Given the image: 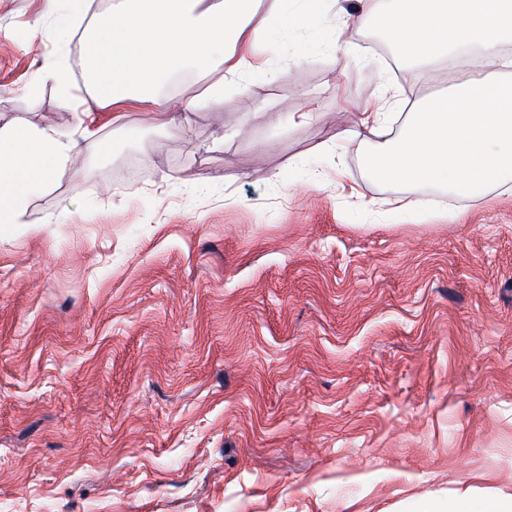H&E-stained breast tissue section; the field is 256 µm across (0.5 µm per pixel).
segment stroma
I'll return each instance as SVG.
<instances>
[{"label": "stroma", "mask_w": 512, "mask_h": 512, "mask_svg": "<svg viewBox=\"0 0 512 512\" xmlns=\"http://www.w3.org/2000/svg\"><path fill=\"white\" fill-rule=\"evenodd\" d=\"M356 0L256 47L278 76L188 125L98 109L81 154L0 227V512H455L512 496V183L475 201L375 178L341 142L381 90L400 135L444 90L369 48ZM0 0V127L78 140ZM297 112L305 121L294 120ZM413 201L410 212L397 199ZM83 106L81 111L84 118L81 119V140L86 149L97 156H106L112 152V142L100 135V131L96 126V114L92 105H88L83 98L80 100Z\"/></svg>", "instance_id": "35a3bbf8"}]
</instances>
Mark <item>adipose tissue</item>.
I'll return each instance as SVG.
<instances>
[{
  "mask_svg": "<svg viewBox=\"0 0 512 512\" xmlns=\"http://www.w3.org/2000/svg\"><path fill=\"white\" fill-rule=\"evenodd\" d=\"M283 2L271 0L261 17L258 0H112L91 16L86 0H43L42 17L59 43L72 40L77 21L87 19L83 67L95 94L82 109L80 142L48 127L0 129V224L24 223L29 199L54 182L77 145L111 153L95 107L143 108L163 126L195 111L200 100L219 102L225 88L248 83L253 67L244 51L260 33L287 23ZM386 31L411 65L473 52L485 76L457 79L448 93L415 105L405 133L370 159L372 173L401 185L438 184L469 200L512 182V76L503 74L512 67L503 51L512 42V0H392ZM189 69L214 76L201 97L159 96Z\"/></svg>",
  "mask_w": 512,
  "mask_h": 512,
  "instance_id": "obj_1",
  "label": "adipose tissue"
}]
</instances>
